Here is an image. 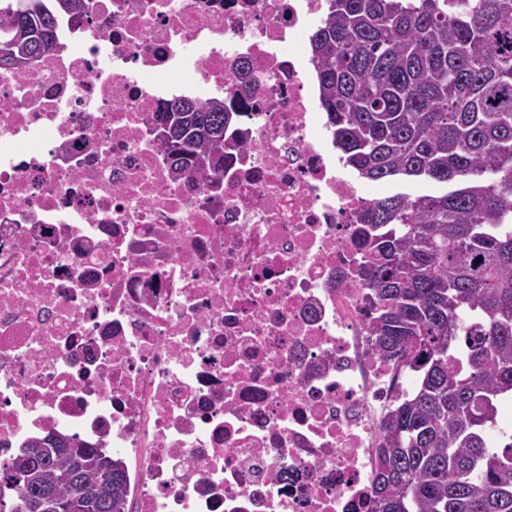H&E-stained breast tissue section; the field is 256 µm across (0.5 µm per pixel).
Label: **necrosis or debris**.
<instances>
[{"instance_id": "4bbe7bcc", "label": "necrosis or debris", "mask_w": 512, "mask_h": 512, "mask_svg": "<svg viewBox=\"0 0 512 512\" xmlns=\"http://www.w3.org/2000/svg\"><path fill=\"white\" fill-rule=\"evenodd\" d=\"M0 70V461L122 460L132 512H369L412 377L371 345L358 219L304 54L330 0H87ZM220 97L224 171L156 116Z\"/></svg>"}]
</instances>
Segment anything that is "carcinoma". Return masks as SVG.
<instances>
[{"instance_id": "obj_1", "label": "carcinoma", "mask_w": 512, "mask_h": 512, "mask_svg": "<svg viewBox=\"0 0 512 512\" xmlns=\"http://www.w3.org/2000/svg\"><path fill=\"white\" fill-rule=\"evenodd\" d=\"M6 0L0 67L55 41L56 14L84 0ZM309 42L328 126L358 176L422 180L437 194L371 200L360 216L366 325L375 350L415 373L380 424L372 512H512V435L490 448L512 396V0H330ZM224 101L158 113L178 177L224 160ZM468 344L467 374L452 355ZM0 512H126L124 465L50 433L0 465Z\"/></svg>"}]
</instances>
